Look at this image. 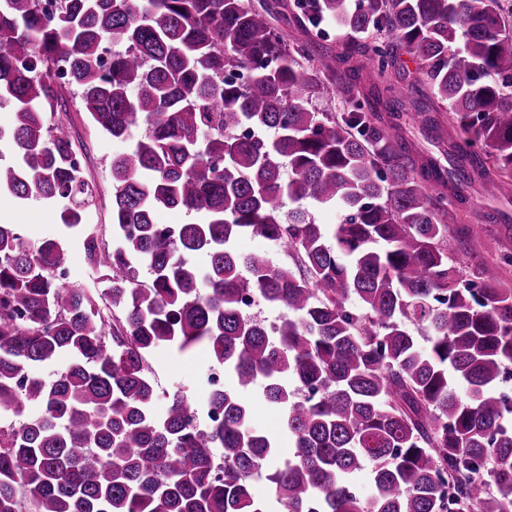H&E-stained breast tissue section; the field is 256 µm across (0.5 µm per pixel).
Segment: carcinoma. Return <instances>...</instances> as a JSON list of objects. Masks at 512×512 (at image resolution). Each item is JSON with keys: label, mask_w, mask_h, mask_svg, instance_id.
<instances>
[{"label": "carcinoma", "mask_w": 512, "mask_h": 512, "mask_svg": "<svg viewBox=\"0 0 512 512\" xmlns=\"http://www.w3.org/2000/svg\"><path fill=\"white\" fill-rule=\"evenodd\" d=\"M295 6L288 39L250 0H0V195L62 206L38 243L0 224V512H268L262 471L281 512H512V288L461 247L482 201L512 202V0ZM326 19L348 31L334 49ZM68 89L128 143L110 247L86 231L68 128L46 124ZM333 92L342 111L312 108ZM412 124L451 126L448 165ZM308 203L346 216L316 224ZM160 207L198 221L172 234ZM245 236L286 259L241 254ZM72 238L106 291L59 281ZM249 298L281 310L274 329ZM198 346L224 387L203 376L157 412L155 352ZM258 386L286 460L251 424Z\"/></svg>", "instance_id": "obj_1"}]
</instances>
